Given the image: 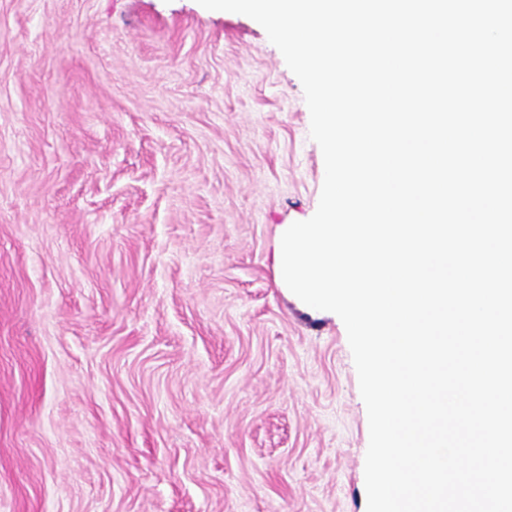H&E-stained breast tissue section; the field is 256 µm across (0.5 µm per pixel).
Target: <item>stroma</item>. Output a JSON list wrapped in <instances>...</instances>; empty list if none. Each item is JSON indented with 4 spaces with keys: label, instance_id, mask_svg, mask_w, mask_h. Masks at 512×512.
I'll list each match as a JSON object with an SVG mask.
<instances>
[{
    "label": "stroma",
    "instance_id": "obj_1",
    "mask_svg": "<svg viewBox=\"0 0 512 512\" xmlns=\"http://www.w3.org/2000/svg\"><path fill=\"white\" fill-rule=\"evenodd\" d=\"M324 176L253 19L0 0V512H367L346 328L278 269Z\"/></svg>",
    "mask_w": 512,
    "mask_h": 512
}]
</instances>
